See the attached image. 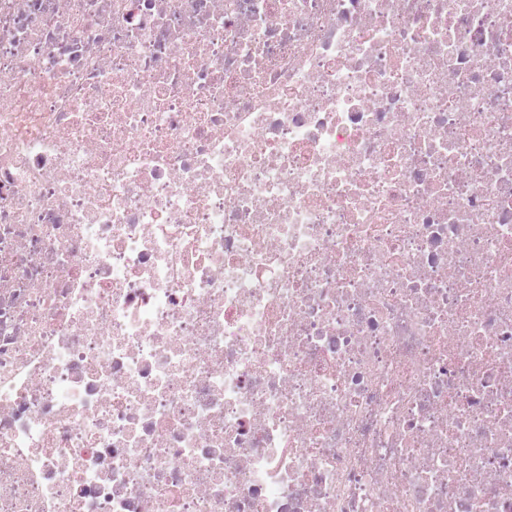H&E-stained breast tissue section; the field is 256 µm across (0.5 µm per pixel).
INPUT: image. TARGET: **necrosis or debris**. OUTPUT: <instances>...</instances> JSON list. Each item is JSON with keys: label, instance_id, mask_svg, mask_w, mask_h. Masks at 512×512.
Here are the masks:
<instances>
[{"label": "necrosis or debris", "instance_id": "4bbe7bcc", "mask_svg": "<svg viewBox=\"0 0 512 512\" xmlns=\"http://www.w3.org/2000/svg\"><path fill=\"white\" fill-rule=\"evenodd\" d=\"M0 512H512V0H0Z\"/></svg>", "mask_w": 512, "mask_h": 512}]
</instances>
